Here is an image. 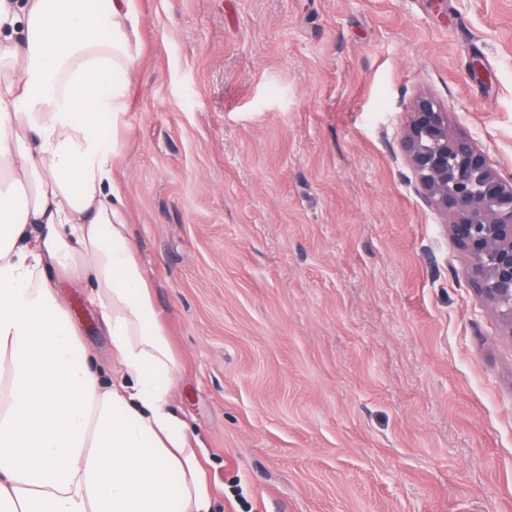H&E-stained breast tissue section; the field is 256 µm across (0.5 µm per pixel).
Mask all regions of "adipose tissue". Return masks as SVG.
Wrapping results in <instances>:
<instances>
[{
    "label": "adipose tissue",
    "mask_w": 512,
    "mask_h": 512,
    "mask_svg": "<svg viewBox=\"0 0 512 512\" xmlns=\"http://www.w3.org/2000/svg\"><path fill=\"white\" fill-rule=\"evenodd\" d=\"M131 2L0 0V512H219L98 131L123 116ZM60 276L88 284L111 367Z\"/></svg>",
    "instance_id": "1"
}]
</instances>
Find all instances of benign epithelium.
I'll list each match as a JSON object with an SVG mask.
<instances>
[{
    "mask_svg": "<svg viewBox=\"0 0 512 512\" xmlns=\"http://www.w3.org/2000/svg\"><path fill=\"white\" fill-rule=\"evenodd\" d=\"M399 145L417 192L467 256L475 295L512 335V178H503L470 139L448 130V113L431 95L409 104Z\"/></svg>",
    "mask_w": 512,
    "mask_h": 512,
    "instance_id": "7a95c632",
    "label": "benign epithelium"
}]
</instances>
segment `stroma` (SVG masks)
Returning <instances> with one entry per match:
<instances>
[{
    "label": "stroma",
    "instance_id": "35a3bbf8",
    "mask_svg": "<svg viewBox=\"0 0 512 512\" xmlns=\"http://www.w3.org/2000/svg\"><path fill=\"white\" fill-rule=\"evenodd\" d=\"M132 17L113 175L221 512H512V338L398 143L428 93L512 176V0Z\"/></svg>",
    "mask_w": 512,
    "mask_h": 512
}]
</instances>
